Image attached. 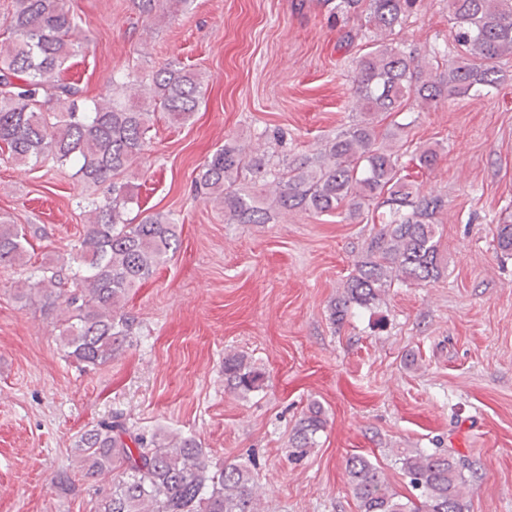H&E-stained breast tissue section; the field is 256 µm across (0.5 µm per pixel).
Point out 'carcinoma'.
Instances as JSON below:
<instances>
[{
  "mask_svg": "<svg viewBox=\"0 0 512 512\" xmlns=\"http://www.w3.org/2000/svg\"><path fill=\"white\" fill-rule=\"evenodd\" d=\"M193 0H141L146 20L158 25ZM418 0H325L336 14L365 16L377 35L392 31ZM455 53L437 67L398 46L380 42L355 60L353 82L363 119L313 153L277 168L234 138L203 164L195 187L207 204L224 209L227 224H269L281 214H357L372 205L383 227L367 242L344 292L330 306L341 324L352 306L367 307L392 283H430L441 276L436 216L438 195L403 173L393 147L378 142L375 114L401 112L412 103L432 105L497 88L496 61L512 57V0H449ZM77 23L67 0H15L10 35L0 39V151L16 163L48 161L70 165L87 185L108 184L109 197L96 206L79 251L78 272L40 268L35 282L58 306L56 328L67 355L101 366L133 334L125 312L131 291L150 279L179 248L176 224L164 213L125 219L133 186L119 180L140 157L157 111L184 123L198 111L207 88L201 75L170 60L157 69L140 102L116 92L78 104L80 89L64 78L66 63L79 52ZM432 170L438 152L412 154ZM497 246L512 253V224H501ZM22 227L0 221V267L31 261ZM262 372L243 354L224 357V384L235 392L258 390ZM326 424L313 402L288 439V456L299 460L316 444ZM73 453L85 479L114 470L120 475L101 494L93 512H260L250 470L237 462L212 466L192 437L132 430L120 415L99 421L75 441ZM419 502L402 499L366 457L346 459L345 471L360 512H468L467 479L451 455L417 451L399 458Z\"/></svg>",
  "mask_w": 512,
  "mask_h": 512,
  "instance_id": "obj_1",
  "label": "carcinoma"
}]
</instances>
